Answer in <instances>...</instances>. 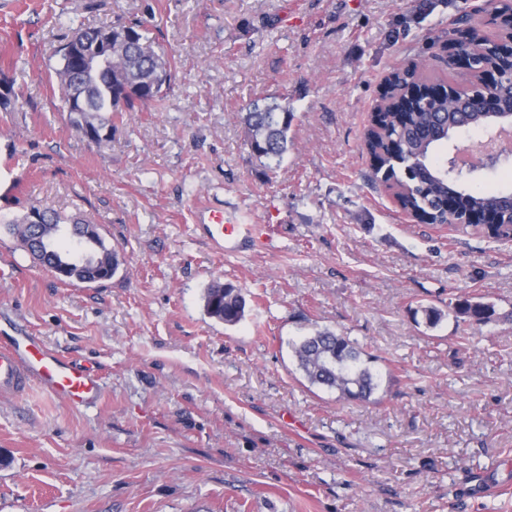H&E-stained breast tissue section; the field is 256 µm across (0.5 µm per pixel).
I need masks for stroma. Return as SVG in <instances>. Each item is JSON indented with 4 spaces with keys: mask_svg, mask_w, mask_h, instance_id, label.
Wrapping results in <instances>:
<instances>
[{
    "mask_svg": "<svg viewBox=\"0 0 512 512\" xmlns=\"http://www.w3.org/2000/svg\"><path fill=\"white\" fill-rule=\"evenodd\" d=\"M477 0H0V334L95 365L100 403L38 385L0 396V512H512V242L419 224L364 148L390 71L447 70L452 21ZM145 23L177 60L171 90L93 143L62 112L57 53L78 28ZM293 118L280 167L241 112ZM96 224L120 256L61 282L9 234L30 207ZM220 208L267 227L219 253ZM215 279L244 319L210 318ZM462 297L495 306L456 328ZM442 320L427 326L421 308ZM329 328L376 358L378 400L297 371L291 340ZM223 212L212 211L203 214L197 224L207 243L218 252L236 253L243 247L254 248L267 240L263 224H232ZM202 299L206 314L225 325H237L245 317L247 300L231 283L213 280L206 287Z\"/></svg>",
    "mask_w": 512,
    "mask_h": 512,
    "instance_id": "35a3bbf8",
    "label": "stroma"
}]
</instances>
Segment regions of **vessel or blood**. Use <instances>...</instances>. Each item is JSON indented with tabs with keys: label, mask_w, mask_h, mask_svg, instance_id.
<instances>
[{
	"label": "vessel or blood",
	"mask_w": 512,
	"mask_h": 512,
	"mask_svg": "<svg viewBox=\"0 0 512 512\" xmlns=\"http://www.w3.org/2000/svg\"><path fill=\"white\" fill-rule=\"evenodd\" d=\"M199 230L218 252L235 253L255 247L267 238L261 224H235L223 212L202 217ZM38 384L56 400L84 406L100 400V376L91 366L49 352L36 337L18 334L0 347V393L16 395Z\"/></svg>",
	"instance_id": "obj_1"
}]
</instances>
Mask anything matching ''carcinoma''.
Here are the masks:
<instances>
[{
  "label": "carcinoma",
  "mask_w": 512,
  "mask_h": 512,
  "mask_svg": "<svg viewBox=\"0 0 512 512\" xmlns=\"http://www.w3.org/2000/svg\"><path fill=\"white\" fill-rule=\"evenodd\" d=\"M175 69L172 60L157 46L140 24L130 28L129 41L112 42V76L85 77L74 68L72 60L60 53L56 77L64 110H69L73 93L86 98L100 124L112 123V114L132 116L163 97L170 89ZM292 114L274 103L260 106L254 102L245 113V136L252 155L274 170L288 153V131ZM476 127L484 124L478 111L472 112H385L378 119L371 148L387 149L386 143L397 142L402 159L414 166L392 168L391 178L403 188L400 196L405 209L421 211L432 221L445 222L442 204L448 199V181L441 177L436 157L438 147L445 144L441 131L461 124ZM461 203L473 209L505 211L503 200L508 192H479L458 188ZM48 235L41 245L38 260L51 269L58 264L69 267L67 281L85 282L106 276L102 260L116 255L112 246L99 235L97 226L79 222L55 211L31 207L7 225L9 233L25 244L38 229ZM206 314L228 326L245 317L247 300L231 283L217 279L203 294ZM456 317L468 323L486 324L495 315L494 306L470 298L457 300ZM299 371L312 386L338 393L337 399L369 402L380 387L379 374L371 367V358L349 337L332 330H317L292 343Z\"/></svg>",
  "instance_id": "1"
}]
</instances>
